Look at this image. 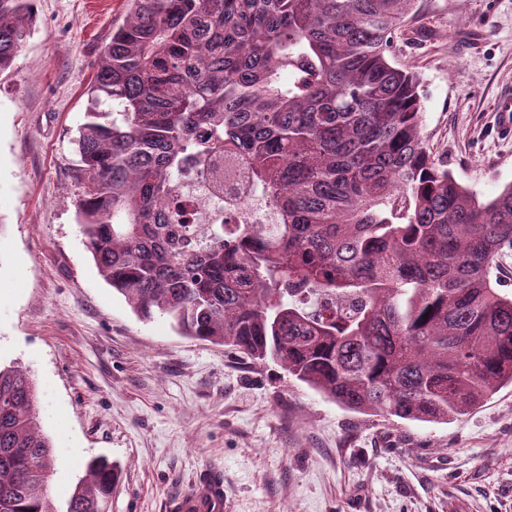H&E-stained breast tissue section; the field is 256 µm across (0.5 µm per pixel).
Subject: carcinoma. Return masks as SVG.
<instances>
[{
	"label": "carcinoma",
	"mask_w": 512,
	"mask_h": 512,
	"mask_svg": "<svg viewBox=\"0 0 512 512\" xmlns=\"http://www.w3.org/2000/svg\"><path fill=\"white\" fill-rule=\"evenodd\" d=\"M128 2L71 179L83 244L138 316L356 412L446 423L512 385V296L495 288L512 184L481 200L428 150L393 54L418 0ZM32 20V0H0V72ZM189 159L219 201L207 224L180 196ZM237 161L271 223L223 219ZM53 465L28 373L0 369V512H57ZM119 478L90 461L66 512H104Z\"/></svg>",
	"instance_id": "cac0c4a2"
}]
</instances>
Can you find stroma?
I'll return each mask as SVG.
<instances>
[{"mask_svg": "<svg viewBox=\"0 0 512 512\" xmlns=\"http://www.w3.org/2000/svg\"><path fill=\"white\" fill-rule=\"evenodd\" d=\"M394 46L419 78L431 152L480 199L512 184L494 102L512 86V0H419ZM128 0H34L0 74V365L28 368L56 461L57 512L104 457L107 512H166L205 469L228 512H512V386L460 420L346 410L273 361L139 318L77 224V127Z\"/></svg>", "mask_w": 512, "mask_h": 512, "instance_id": "35a3bbf8", "label": "stroma"}]
</instances>
